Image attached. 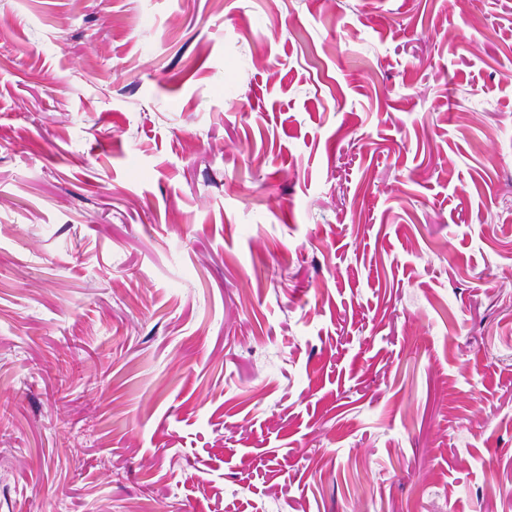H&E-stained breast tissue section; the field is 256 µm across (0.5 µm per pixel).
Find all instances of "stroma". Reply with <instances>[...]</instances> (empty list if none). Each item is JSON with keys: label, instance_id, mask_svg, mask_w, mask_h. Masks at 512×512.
Masks as SVG:
<instances>
[{"label": "stroma", "instance_id": "35a3bbf8", "mask_svg": "<svg viewBox=\"0 0 512 512\" xmlns=\"http://www.w3.org/2000/svg\"><path fill=\"white\" fill-rule=\"evenodd\" d=\"M0 512H512V0H0Z\"/></svg>", "mask_w": 512, "mask_h": 512}]
</instances>
